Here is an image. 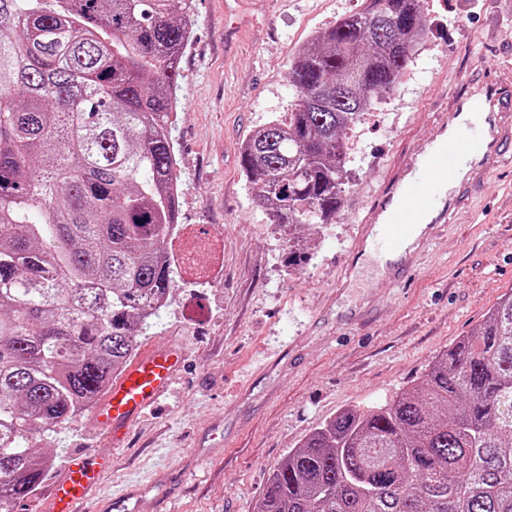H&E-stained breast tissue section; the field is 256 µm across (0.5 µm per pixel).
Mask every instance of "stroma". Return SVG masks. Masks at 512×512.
Wrapping results in <instances>:
<instances>
[{"label":"stroma","instance_id":"1","mask_svg":"<svg viewBox=\"0 0 512 512\" xmlns=\"http://www.w3.org/2000/svg\"><path fill=\"white\" fill-rule=\"evenodd\" d=\"M361 0H195L173 138L185 250L210 238L222 272L177 268L171 304L137 349L169 342L185 362L123 447L82 411L36 445L53 451L22 512H46L49 481L83 448L110 454L85 506L125 496L122 512H253L273 469L345 408L369 410L421 382L512 289V158L472 212L426 245L405 286L351 262L361 211L382 173L427 140L441 89L473 63L512 53V0H420L428 29L412 63L346 134L349 183L333 223L286 228L255 202L241 169L247 140L296 99L287 74L316 31Z\"/></svg>","mask_w":512,"mask_h":512}]
</instances>
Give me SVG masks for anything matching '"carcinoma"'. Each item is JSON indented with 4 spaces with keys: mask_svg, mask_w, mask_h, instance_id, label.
Returning <instances> with one entry per match:
<instances>
[{
    "mask_svg": "<svg viewBox=\"0 0 512 512\" xmlns=\"http://www.w3.org/2000/svg\"><path fill=\"white\" fill-rule=\"evenodd\" d=\"M417 2L364 0L298 49L295 103L242 151L274 223L336 216L344 134L412 62ZM193 11L0 0V512L41 481L37 438L94 404L169 306ZM253 512H512V291L421 384L311 431Z\"/></svg>",
    "mask_w": 512,
    "mask_h": 512,
    "instance_id": "cac0c4a2",
    "label": "carcinoma"
}]
</instances>
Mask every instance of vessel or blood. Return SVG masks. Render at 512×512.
<instances>
[{
	"label": "vessel or blood",
	"mask_w": 512,
	"mask_h": 512,
	"mask_svg": "<svg viewBox=\"0 0 512 512\" xmlns=\"http://www.w3.org/2000/svg\"><path fill=\"white\" fill-rule=\"evenodd\" d=\"M434 133L414 142L386 178L359 221L352 254L372 255L386 273L405 269L441 224L451 223L483 189L504 156L512 155V63L459 77ZM181 350L160 345L113 378L91 411L100 436L119 444L130 427L170 390ZM111 459L98 451L74 454L51 486L48 512H83Z\"/></svg>",
	"instance_id": "vessel-or-blood-1"
}]
</instances>
